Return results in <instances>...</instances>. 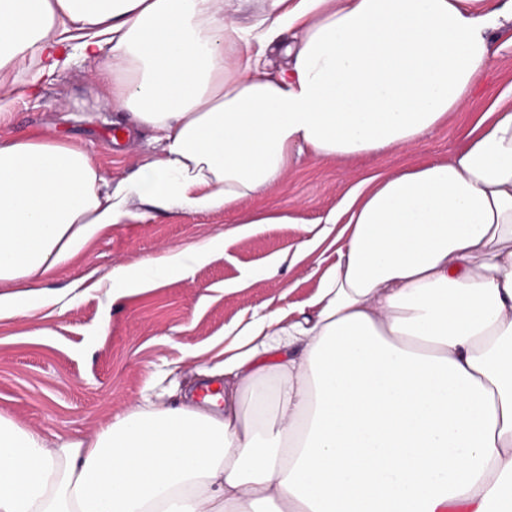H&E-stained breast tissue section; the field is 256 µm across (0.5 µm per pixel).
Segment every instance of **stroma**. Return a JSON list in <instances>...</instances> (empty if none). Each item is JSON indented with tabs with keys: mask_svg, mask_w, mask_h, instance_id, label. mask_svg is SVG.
<instances>
[{
	"mask_svg": "<svg viewBox=\"0 0 512 512\" xmlns=\"http://www.w3.org/2000/svg\"><path fill=\"white\" fill-rule=\"evenodd\" d=\"M499 96L512 104V42L504 38L495 43L482 91L411 148L342 160L304 154L278 184L243 200L237 213L151 208L143 219L100 233L39 287L67 304L64 315L43 305L0 319V412L33 429L82 438L138 404L147 388L189 383L193 366L223 349L233 324L262 308L299 306L315 292L333 245L326 240L295 256L315 224L374 175L447 159ZM109 116L95 100L86 68L75 65L43 85L38 98L19 102L0 136L71 139L117 183L150 158L156 144L140 128L128 146H115ZM281 211L291 223L233 233L237 215ZM210 240L219 248L189 273L119 297L104 286L115 266L135 267L168 248Z\"/></svg>",
	"mask_w": 512,
	"mask_h": 512,
	"instance_id": "obj_1",
	"label": "stroma"
}]
</instances>
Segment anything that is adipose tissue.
Segmentation results:
<instances>
[{
	"label": "adipose tissue",
	"mask_w": 512,
	"mask_h": 512,
	"mask_svg": "<svg viewBox=\"0 0 512 512\" xmlns=\"http://www.w3.org/2000/svg\"><path fill=\"white\" fill-rule=\"evenodd\" d=\"M0 0V125L81 63L117 139L159 149L111 184L80 144L0 138V318L15 287L139 205L235 210L297 155L420 142L463 111L512 0ZM284 65L267 71L266 49ZM336 258L300 307L254 312L196 373L84 439L0 413V512H512V106L448 159L378 175L303 245ZM215 248L118 267L113 293ZM237 7L235 18L243 27L256 25L262 18L263 3L259 0H238L234 1Z\"/></svg>",
	"instance_id": "1"
}]
</instances>
